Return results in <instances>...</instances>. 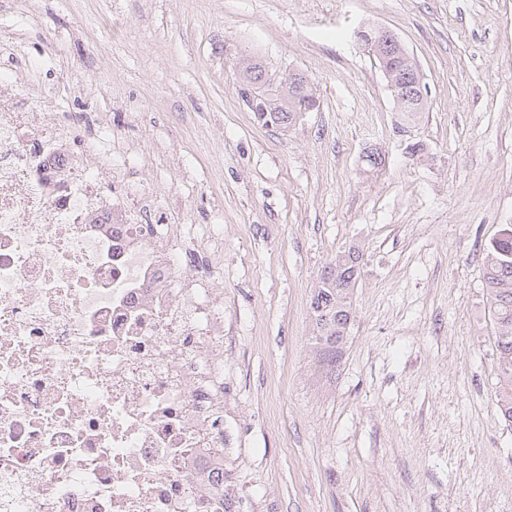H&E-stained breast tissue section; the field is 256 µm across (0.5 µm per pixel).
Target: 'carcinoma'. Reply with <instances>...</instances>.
I'll return each mask as SVG.
<instances>
[{"label":"carcinoma","instance_id":"carcinoma-1","mask_svg":"<svg viewBox=\"0 0 512 512\" xmlns=\"http://www.w3.org/2000/svg\"><path fill=\"white\" fill-rule=\"evenodd\" d=\"M387 66L399 69L405 93L412 96L409 117L425 109L419 95L420 70L402 61L404 47L386 43L379 47ZM240 97L264 127L289 128L297 121V103L288 90L268 77L262 62L252 57L239 73ZM362 256L352 248L336 255L324 267L310 300L314 347L319 363L334 368L346 343L352 318L354 289ZM485 284L496 319V369L499 379L496 402L504 420L512 423V224L491 242L485 256Z\"/></svg>","mask_w":512,"mask_h":512}]
</instances>
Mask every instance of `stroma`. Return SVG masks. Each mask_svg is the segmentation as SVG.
Instances as JSON below:
<instances>
[{"label":"stroma","mask_w":512,"mask_h":512,"mask_svg":"<svg viewBox=\"0 0 512 512\" xmlns=\"http://www.w3.org/2000/svg\"><path fill=\"white\" fill-rule=\"evenodd\" d=\"M393 32L427 107L397 112L359 26ZM44 118L107 126L174 220L224 227V466L238 512H512L483 263L512 224V0H0ZM318 107L257 125L237 64ZM383 163L371 167L369 153ZM359 246L335 370L310 298Z\"/></svg>","instance_id":"stroma-1"}]
</instances>
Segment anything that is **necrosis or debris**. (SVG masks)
<instances>
[{"label": "necrosis or debris", "instance_id": "4bbe7bcc", "mask_svg": "<svg viewBox=\"0 0 512 512\" xmlns=\"http://www.w3.org/2000/svg\"><path fill=\"white\" fill-rule=\"evenodd\" d=\"M0 77V512H225L224 259ZM97 166H90V159Z\"/></svg>", "mask_w": 512, "mask_h": 512}]
</instances>
